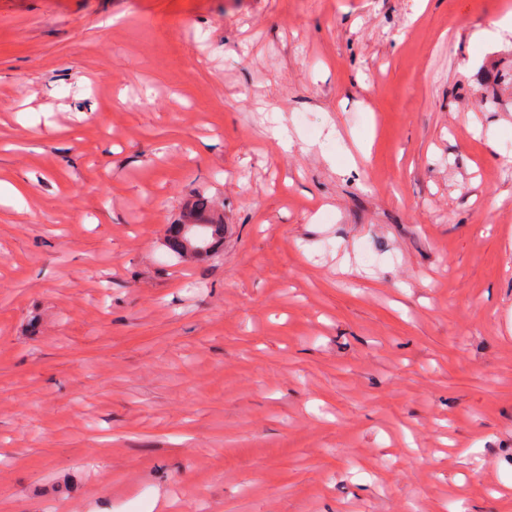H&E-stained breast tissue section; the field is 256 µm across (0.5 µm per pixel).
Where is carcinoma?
<instances>
[{
  "label": "carcinoma",
  "instance_id": "1",
  "mask_svg": "<svg viewBox=\"0 0 512 512\" xmlns=\"http://www.w3.org/2000/svg\"><path fill=\"white\" fill-rule=\"evenodd\" d=\"M223 241L222 224H171L165 247L176 263L190 266L215 256Z\"/></svg>",
  "mask_w": 512,
  "mask_h": 512
}]
</instances>
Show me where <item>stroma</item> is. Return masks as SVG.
I'll return each instance as SVG.
<instances>
[{
	"mask_svg": "<svg viewBox=\"0 0 512 512\" xmlns=\"http://www.w3.org/2000/svg\"><path fill=\"white\" fill-rule=\"evenodd\" d=\"M508 12L0 0V512H512ZM223 241V224H170L165 247L177 264L190 266L215 256Z\"/></svg>",
	"mask_w": 512,
	"mask_h": 512,
	"instance_id": "1",
	"label": "stroma"
}]
</instances>
